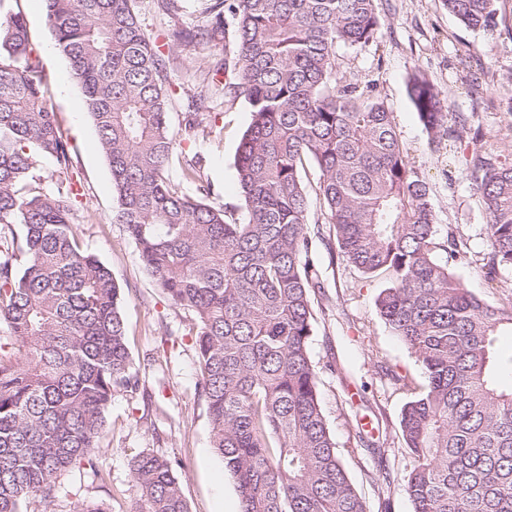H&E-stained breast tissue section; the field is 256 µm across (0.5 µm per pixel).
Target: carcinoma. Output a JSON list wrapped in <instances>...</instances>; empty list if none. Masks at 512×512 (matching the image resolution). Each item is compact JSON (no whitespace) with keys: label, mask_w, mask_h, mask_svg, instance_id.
<instances>
[{"label":"carcinoma","mask_w":512,"mask_h":512,"mask_svg":"<svg viewBox=\"0 0 512 512\" xmlns=\"http://www.w3.org/2000/svg\"><path fill=\"white\" fill-rule=\"evenodd\" d=\"M14 0H0V512L56 497L57 478L93 465L116 391H134L111 269L80 245L65 197L71 152L47 104V77ZM46 20L81 86L117 193L115 222L170 300L193 314L199 387L212 448L234 477L241 512H367L319 398L309 353L319 273L309 258L307 164L319 172L324 223L344 259L384 275L381 317L416 355L423 390L401 414L414 459L413 512H512V377L497 338L512 335V295L482 298L457 279L453 235L438 244L426 178L406 159L376 85L339 77L336 50L376 42L378 0H207L190 39L228 45L238 71L221 92L251 112L235 161L243 221L209 200L202 159L169 178L177 134L168 110L169 55L142 28L137 0H45ZM466 27L492 30L497 0H442ZM217 63L188 101L187 136L205 131ZM425 129L447 126L440 92L414 77ZM52 161L56 191L42 187ZM465 172L488 215L489 270L512 269V158L484 136ZM195 187V193L182 186ZM133 465L137 512H188L176 468Z\"/></svg>","instance_id":"carcinoma-1"}]
</instances>
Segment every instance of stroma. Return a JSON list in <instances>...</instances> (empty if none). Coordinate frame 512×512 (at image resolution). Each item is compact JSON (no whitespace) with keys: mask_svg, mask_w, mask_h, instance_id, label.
Masks as SVG:
<instances>
[{"mask_svg":"<svg viewBox=\"0 0 512 512\" xmlns=\"http://www.w3.org/2000/svg\"><path fill=\"white\" fill-rule=\"evenodd\" d=\"M31 39L49 79L47 100L72 151L75 195L66 200L81 246L112 271L124 291L123 314L136 391H118L106 416L108 427L96 453L100 479L75 469L61 476L51 503L27 500L24 512H76L85 501L107 512H135L138 498L132 464L150 453L180 460L177 470L189 512H238L234 478L211 446L207 405L196 383L198 363L190 334L192 315L173 304L144 268L123 225L114 223L116 193L108 163L95 146V127L79 84L58 52L46 23L44 0H18ZM204 0H183L177 15L156 0H138L142 26L158 35L201 23ZM384 23L376 43L361 49L338 48L347 79L372 78L387 103L409 162L426 177L439 236L461 243L455 273L466 288L490 300L512 293V269L486 277L490 246L481 198L465 174L467 144L449 137L430 140L407 92L412 74L439 89L446 111L464 115L467 134L496 137L512 155V0H501L494 30H473L448 13L441 0H379ZM223 43L181 44L171 56L172 106L169 121L183 133L188 98L197 92L200 72L223 59ZM470 59L461 68L459 57ZM204 133L183 143L180 167L202 159L211 199L242 217L235 159L251 115L244 100L210 98ZM313 238L310 257L320 272L312 289L314 330L309 350L319 375L320 402L341 452V461L368 512H412L404 480L414 465L400 435L402 409L425 378L415 355L394 336L376 300L387 287L341 257L328 225Z\"/></svg>","mask_w":512,"mask_h":512,"instance_id":"obj_1","label":"stroma"}]
</instances>
